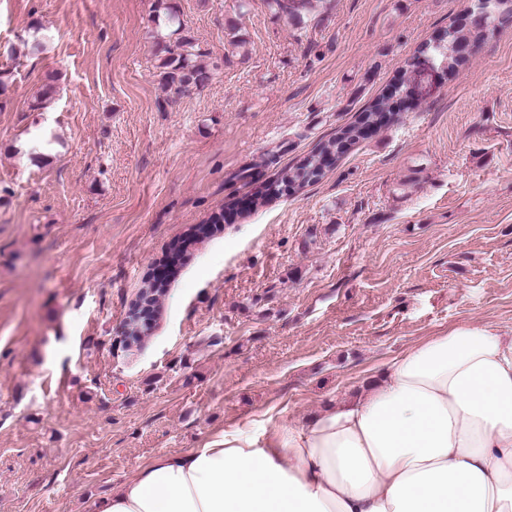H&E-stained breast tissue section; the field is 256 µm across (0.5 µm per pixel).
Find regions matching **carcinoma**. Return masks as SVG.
I'll use <instances>...</instances> for the list:
<instances>
[{"mask_svg":"<svg viewBox=\"0 0 512 512\" xmlns=\"http://www.w3.org/2000/svg\"><path fill=\"white\" fill-rule=\"evenodd\" d=\"M275 14L288 19L294 26L304 24V15L313 8V0H267ZM486 13V22L466 27L450 26L436 40L424 46L423 51L433 55L446 77L457 74L463 63L458 45L462 42L477 44L499 28L512 21V0H478ZM164 12V25L171 28L168 35H159L158 76L168 99L173 101L192 87H202L214 77V70L199 62L200 53L196 40L185 31L177 12L167 0H156V12ZM413 59L406 60L402 73L390 91L376 98L357 119L340 128L336 134L321 142L313 151L291 166L281 169L271 181L265 193L254 196L253 206L264 205L274 196L296 194L303 188L319 182L325 174V156L340 157L364 138L363 129H378L384 125L392 112V99H403L409 94L407 75Z\"/></svg>","mask_w":512,"mask_h":512,"instance_id":"cac0c4a2","label":"carcinoma"}]
</instances>
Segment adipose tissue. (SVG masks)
<instances>
[{
  "instance_id": "1",
  "label": "adipose tissue",
  "mask_w": 512,
  "mask_h": 512,
  "mask_svg": "<svg viewBox=\"0 0 512 512\" xmlns=\"http://www.w3.org/2000/svg\"><path fill=\"white\" fill-rule=\"evenodd\" d=\"M88 512H512V336L461 326L257 442L162 452Z\"/></svg>"
}]
</instances>
